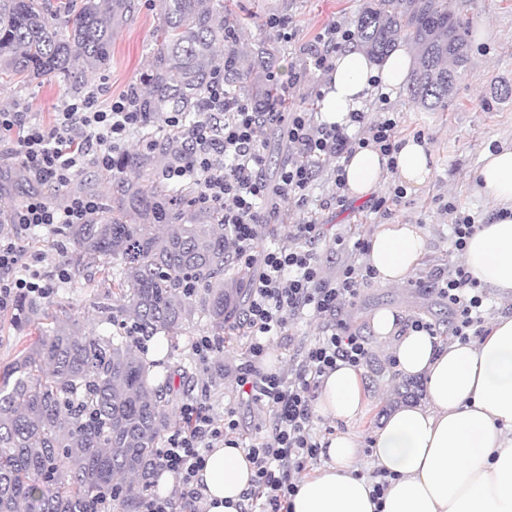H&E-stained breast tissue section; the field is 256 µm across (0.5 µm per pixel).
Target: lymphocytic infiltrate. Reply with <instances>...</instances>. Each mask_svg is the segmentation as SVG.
Returning <instances> with one entry per match:
<instances>
[{"label":"lymphocytic infiltrate","mask_w":512,"mask_h":512,"mask_svg":"<svg viewBox=\"0 0 512 512\" xmlns=\"http://www.w3.org/2000/svg\"><path fill=\"white\" fill-rule=\"evenodd\" d=\"M355 37L354 30L340 24L325 26L308 52L309 66L330 72L333 53ZM301 80V73H293L280 83L277 99L246 101L227 94L224 69L219 66L207 84L195 122H186L181 112L169 113L165 119L167 126L186 130L191 151L184 162L164 170L163 177L171 184L197 178L196 202L221 212L234 268L244 275L248 289L241 321L249 338L248 355L237 369L234 396L268 411L272 427L267 437L248 448L255 476L243 494L240 512H286L299 474L318 458L322 445L314 433V402L321 377L337 362L359 368L369 359L365 338L352 331L340 314L375 276L361 261L369 247L363 238L348 248L336 277L325 276L313 249L323 239L324 228L314 219L294 225L291 246L274 243L260 250L256 242L276 223L279 202L308 206L313 172L324 161L334 158L338 164L334 190L320 205L342 207L347 203V178L341 159L365 147L390 157L401 147L398 121L390 112L373 121L365 113L354 112L349 125L342 127L325 123L314 110H284V102ZM150 121V113L138 111L127 96L112 100L105 109L91 95L71 99L48 125L30 120L23 112L0 109V143H7L8 155L37 184L21 204L0 218V313L15 309L23 296L49 298L56 283L69 276L63 262L55 277L41 274L39 255L28 254L22 244L28 232L88 223L101 207L96 196L81 193L56 205L47 189L69 186L88 163L111 170L121 145ZM274 123L283 126L296 158L281 167L272 184L264 174L261 130ZM423 286L437 292L454 310L453 336L466 341L482 335L486 295L463 262L435 269ZM307 315L327 319L321 335L305 346L288 372L263 368L271 340L287 336L290 322ZM179 412L180 425L170 430L156 453L157 471L172 473L175 486L167 496H142L137 512H202L203 495L194 478L206 454L220 443L239 445L235 406L216 416L209 389L186 396Z\"/></svg>","instance_id":"lymphocytic-infiltrate-1"}]
</instances>
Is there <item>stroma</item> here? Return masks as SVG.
<instances>
[{
	"label": "stroma",
	"instance_id": "35a3bbf8",
	"mask_svg": "<svg viewBox=\"0 0 512 512\" xmlns=\"http://www.w3.org/2000/svg\"><path fill=\"white\" fill-rule=\"evenodd\" d=\"M368 0H224L230 20L240 21L236 48L247 52L265 43L277 49L274 68L280 80H287L293 71L303 68L304 50L313 43L324 27L333 22L354 26ZM454 14L471 21L467 40L469 63L457 80L445 108L427 112L413 103L407 90L391 94L386 106L398 117V137L406 139L423 133L424 144L432 153L434 171L425 185L409 189L401 203L392 205L388 216L370 211L369 198H349L342 208L319 209L315 201L326 197L334 188V161H327L316 173L314 203L300 208L281 202L277 240L289 245L293 225L318 219L325 226L326 236L318 244L323 271L333 277L345 258L337 250L336 237L354 242L360 237H370L378 224H416L427 234V253L415 271L416 276L426 275L436 265L455 264L449 236L453 218L441 211L442 202H454L459 211L472 214L478 223L487 224L495 219L498 210L493 203L476 191V173L482 153L512 146V98L495 97L498 85H512V0H448ZM272 18L287 20L296 37L291 42L281 41L276 30L267 22ZM160 17L151 0H138V9L116 33L112 40V57L108 66L98 71L83 68L74 62L71 71L74 85L50 81H35L24 86L0 87V108L18 109L29 119L51 123L55 113L63 111L66 103L77 96L94 93L100 106H108L113 98L126 94L139 85L147 70ZM376 96H369L363 109L369 119H376L380 108ZM72 193L91 194L107 200L111 194L108 172L94 165L83 167L75 181L68 187L52 193L57 204H64ZM28 252L40 255L38 265L43 275H53L59 262L70 259L73 248L61 235L40 234L26 239ZM95 278L93 288L80 293L67 294L63 318L76 320L82 331L102 332L107 301L108 284L101 280L97 267H89ZM393 307L404 312L407 319L424 318L434 323L442 340H450L453 314L448 303L437 293H427L411 284L394 288L379 280L365 284L355 304L345 313L352 327L364 336L369 347L370 359L363 368L368 405L365 414L352 425L360 438L361 452L357 468L363 475H371L372 442L385 417L401 407L395 390L403 378L393 369L388 354L371 332L368 317L376 309ZM325 322L317 317L298 320L292 326L291 344L273 342L268 354L277 361L279 370H287L297 350L313 341L321 333ZM205 323L193 320L183 331L173 351L172 363L185 366L187 376L177 390L178 397L199 389L202 382H209L211 401L215 413H223L224 397L235 386L238 366L246 359L247 339L241 335H225L224 347L213 354V371L202 372L191 351L193 339L208 335Z\"/></svg>",
	"mask_w": 512,
	"mask_h": 512
}]
</instances>
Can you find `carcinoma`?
Returning a JSON list of instances; mask_svg holds the SVG:
<instances>
[{
    "label": "carcinoma",
    "instance_id": "obj_1",
    "mask_svg": "<svg viewBox=\"0 0 512 512\" xmlns=\"http://www.w3.org/2000/svg\"><path fill=\"white\" fill-rule=\"evenodd\" d=\"M156 35L146 91H135L143 112H183L196 118L215 45L236 34L224 0H157ZM136 0H61L55 18L39 0H0V83L34 79L68 82L79 60L91 71L108 65L112 36ZM468 21L448 12V0H372L356 32L366 52L383 59L404 43L416 54L411 98L428 110L448 101L468 64ZM224 89L255 101L276 95L270 83L275 50L224 56ZM122 153L112 164V195L89 224H63L74 245L69 290L91 287L90 263L111 269L112 304L105 323L129 315L147 336L172 347L196 315L214 334L239 322L247 299L231 269L221 215L194 201L190 180L160 179L187 155L185 132ZM194 283L184 290L186 281ZM39 298H21L17 316L46 320L39 334L0 371V512H131L151 488L156 449L171 425L178 368L161 377L120 332L79 335Z\"/></svg>",
    "mask_w": 512,
    "mask_h": 512
}]
</instances>
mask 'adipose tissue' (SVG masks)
Returning a JSON list of instances; mask_svg holds the SVG:
<instances>
[{
    "label": "adipose tissue",
    "instance_id": "1",
    "mask_svg": "<svg viewBox=\"0 0 512 512\" xmlns=\"http://www.w3.org/2000/svg\"><path fill=\"white\" fill-rule=\"evenodd\" d=\"M333 65L321 89L322 118L345 126L374 88L402 89L412 59L397 50L378 61L350 46L336 52ZM392 172L407 186L424 185L432 173L426 147L404 140L392 159L370 147L357 150L346 164L349 195H368ZM477 180L486 199L512 207V147L484 154ZM426 252L423 228L381 224L365 262L381 282L399 286ZM463 260L482 285L512 297V216L481 225ZM369 325L400 375L424 378L428 403L393 411L375 434L374 466L388 474L381 501L355 466L360 443L348 429L325 440L326 460L299 480L289 512H512V314L466 342L412 330L394 308L375 310ZM366 406L360 369L341 363L322 377L315 401L322 417L349 425ZM253 476L246 449H212L197 475L207 512H239Z\"/></svg>",
    "mask_w": 512,
    "mask_h": 512
}]
</instances>
